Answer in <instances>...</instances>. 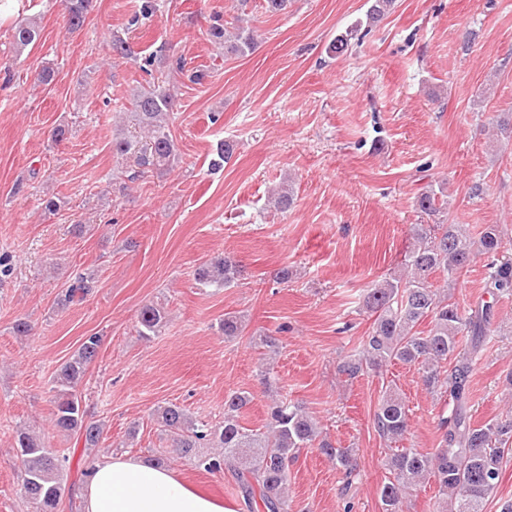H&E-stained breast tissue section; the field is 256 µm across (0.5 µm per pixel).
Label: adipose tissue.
Masks as SVG:
<instances>
[{"label": "adipose tissue", "instance_id": "1", "mask_svg": "<svg viewBox=\"0 0 512 512\" xmlns=\"http://www.w3.org/2000/svg\"><path fill=\"white\" fill-rule=\"evenodd\" d=\"M82 495L85 512H229L188 486L177 471L121 454L93 464Z\"/></svg>", "mask_w": 512, "mask_h": 512}]
</instances>
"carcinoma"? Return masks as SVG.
I'll return each instance as SVG.
<instances>
[{"label": "carcinoma", "mask_w": 512, "mask_h": 512, "mask_svg": "<svg viewBox=\"0 0 512 512\" xmlns=\"http://www.w3.org/2000/svg\"><path fill=\"white\" fill-rule=\"evenodd\" d=\"M366 22L374 25L395 8L396 0H367ZM91 0H66L67 23L72 30L83 27ZM158 10L157 0H141L139 10L128 19L126 29L139 28ZM362 26L358 21L343 35L337 36L329 50L344 55L353 32ZM218 17L213 18L209 34L224 41V55L240 56L255 47L253 30L239 27L232 36ZM39 36L34 22H18L13 29L17 47L25 48ZM142 69L159 63L168 72L199 83L205 73L186 69L181 57L173 59L151 54L142 58ZM175 95L170 89L155 85L133 95L132 106L145 140L119 136L112 140L116 153L132 159L138 169L160 167L175 159L174 143L169 133V116ZM444 189L432 188L416 199L418 209L434 215L445 209ZM414 242L406 266L410 274L390 277L365 290L364 305L374 316L371 331L362 340L359 353L340 366V372L355 379L367 371L400 362L418 367L425 389L432 395L448 399L450 415H439V446L433 453L415 448H396L389 459L392 478L379 489L384 512H403L407 494L433 480L439 487L438 509L441 512H484V505L496 490L505 456L512 453V418L488 421L480 426L471 422L468 411L471 354L490 335L492 306L482 303L461 314L458 306L439 295L432 278L439 274L452 282L479 256L492 258L488 264L485 288L490 294L512 290V262H497L503 240L496 224H488L473 241L459 224H414ZM239 273L235 260L226 256L211 259L194 270V278L203 287L230 288ZM97 287L90 272L76 274L67 287L62 302L81 301ZM429 320L427 331L417 330ZM163 308L144 305L139 312V335L157 336L164 326ZM245 329L242 317L224 314L225 337H235ZM101 337H85L78 350L57 371L53 427L73 435L84 447L94 448L102 435V423L88 415L78 387L91 363L98 357ZM251 402L248 393L231 391L224 397V420L210 425L196 423L177 404L159 409L158 422L172 437L171 453L186 458L195 468L207 473L231 475L243 497L262 512H287L286 488L289 466L304 448L317 447L345 474L357 470V462L347 448H337L321 437L317 424L301 406L279 400L269 406L266 431L244 427L243 409ZM377 432L390 442L405 437L409 429L408 409L392 388L385 390L374 413ZM213 448L223 452L214 454ZM20 492L31 512H60L65 493L64 471L69 457L57 455L39 439L22 432L17 439Z\"/></svg>", "instance_id": "1"}]
</instances>
